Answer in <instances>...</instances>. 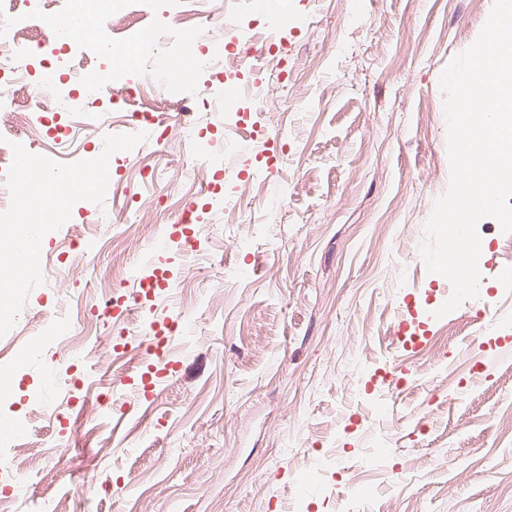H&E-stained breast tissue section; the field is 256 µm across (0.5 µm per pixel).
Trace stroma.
<instances>
[{"label":"stroma","mask_w":512,"mask_h":512,"mask_svg":"<svg viewBox=\"0 0 512 512\" xmlns=\"http://www.w3.org/2000/svg\"><path fill=\"white\" fill-rule=\"evenodd\" d=\"M146 0L129 28L152 19L171 43L145 47L127 77L140 93L77 94L111 108L114 128L149 112L160 141L112 156L103 204L82 200L47 233L49 277L0 336L9 379L0 422L30 423L32 448L0 451L8 512H512V267L495 219L478 225L477 297L436 317L441 275L419 245L449 185L439 78L471 46L490 0ZM280 27L281 68L226 79L195 69L179 85L171 63L194 34L197 59L215 46ZM89 49L56 46L33 83L89 70ZM248 130L234 147L206 118L233 84ZM16 118L0 105V135L72 163L103 137L55 148L44 118L73 113L52 93ZM194 170L218 179L223 212L202 206ZM197 203L193 256L162 245L167 225ZM139 211L137 224L114 216ZM169 272L165 295L132 280ZM127 310L113 315L111 286ZM412 309L411 333L393 332ZM191 311L173 337L174 365L150 399L132 389L147 367L126 338ZM112 351L100 357V343Z\"/></svg>","instance_id":"1"}]
</instances>
